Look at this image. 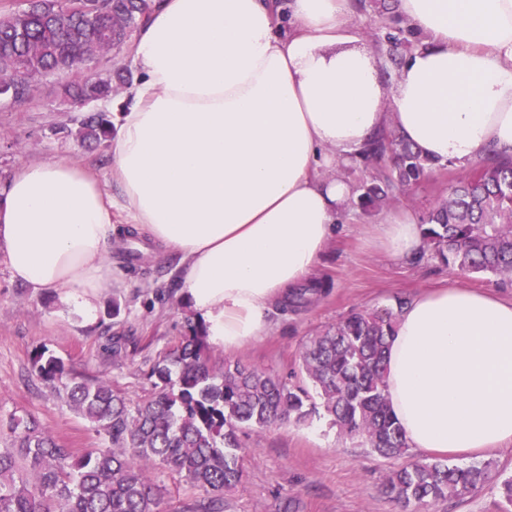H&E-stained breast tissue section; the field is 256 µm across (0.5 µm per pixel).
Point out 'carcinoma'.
<instances>
[{"instance_id":"cac0c4a2","label":"carcinoma","mask_w":512,"mask_h":512,"mask_svg":"<svg viewBox=\"0 0 512 512\" xmlns=\"http://www.w3.org/2000/svg\"><path fill=\"white\" fill-rule=\"evenodd\" d=\"M151 0H29L0 14V102L31 98L32 83L55 71L83 68L126 43ZM131 73L91 74L63 89L83 107L110 101L113 81ZM101 145L112 133L111 112L98 111L55 129ZM392 154L387 174L364 186L362 208L417 184L434 168L395 134L375 135L361 151L367 160ZM430 256L463 274L512 278V160L487 155L471 174L437 201L421 224ZM318 283L289 295L299 306L326 292ZM405 301L355 312L312 337L300 372L343 437L359 438L384 458L407 462L390 470L383 492L403 505L462 501L500 475L488 461L449 466L414 457L386 398V349ZM34 374L54 385L64 402L86 419L104 446L76 453L60 446L31 417L11 415V447L0 448V512H160L161 491L150 469L174 471L198 491L182 512H224V492L241 484L243 438L307 420L308 392L240 361L211 364L203 323L189 320L179 345L151 367V396L135 405L112 384L71 373L45 347L31 357Z\"/></svg>"}]
</instances>
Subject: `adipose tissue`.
I'll use <instances>...</instances> for the list:
<instances>
[{
  "instance_id": "obj_1",
  "label": "adipose tissue",
  "mask_w": 512,
  "mask_h": 512,
  "mask_svg": "<svg viewBox=\"0 0 512 512\" xmlns=\"http://www.w3.org/2000/svg\"><path fill=\"white\" fill-rule=\"evenodd\" d=\"M421 41L392 90L350 30L347 0H153L140 80L109 141L112 196L71 162L0 184L12 278L62 292L87 323L115 287L112 211L179 259L211 344L264 336L271 305L307 281L352 196L325 170L391 130L435 163L512 160V0H397ZM376 248L424 247L408 214ZM386 393L410 448L479 458L512 446V300L456 279L412 297L387 350Z\"/></svg>"
}]
</instances>
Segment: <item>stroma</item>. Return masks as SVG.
I'll use <instances>...</instances> for the list:
<instances>
[{"instance_id": "stroma-1", "label": "stroma", "mask_w": 512, "mask_h": 512, "mask_svg": "<svg viewBox=\"0 0 512 512\" xmlns=\"http://www.w3.org/2000/svg\"><path fill=\"white\" fill-rule=\"evenodd\" d=\"M351 2L363 45L378 63L385 90H392L396 74L386 62L385 35L402 22L396 12H379V0ZM84 76L81 70L50 75L36 84L32 100L0 104V182L19 167L60 159L108 174V147L89 151L75 138L51 134L52 127L73 116L63 85ZM471 170L468 164L447 163L389 202L366 210L350 203L313 275L331 283L330 293L298 308L276 303L268 335L239 350L238 359L289 384H302L299 356L310 336L350 313L382 308L395 297L408 299L440 286L451 271L429 254L394 259L378 252L369 238L374 224L387 214L409 210L422 215ZM126 248L122 238L112 247V268L121 285L102 290L98 316L90 324L69 313L59 293L36 296L13 280L0 250V420L30 414L63 447H101L92 426L54 388L31 377L32 354L42 346L68 369L110 382L131 402L151 395L150 368L178 344L192 312L183 300L176 256L146 251L133 264ZM116 336L128 339L117 356L111 352ZM241 465L244 480L225 493L224 512H404L382 492L396 460L371 452L360 440L339 437L320 409L305 423L250 435Z\"/></svg>"}]
</instances>
